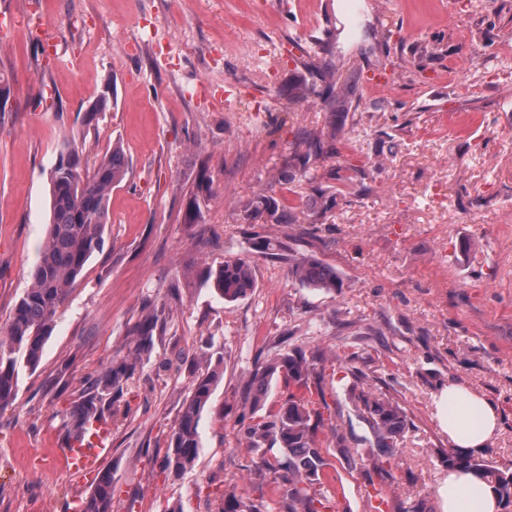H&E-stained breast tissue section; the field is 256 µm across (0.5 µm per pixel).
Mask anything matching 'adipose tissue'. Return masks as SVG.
Returning a JSON list of instances; mask_svg holds the SVG:
<instances>
[{
  "mask_svg": "<svg viewBox=\"0 0 512 512\" xmlns=\"http://www.w3.org/2000/svg\"><path fill=\"white\" fill-rule=\"evenodd\" d=\"M437 422L453 448L468 452L481 447L494 436L501 423L495 406L485 397L452 382L436 400ZM442 512H500L491 489L472 474L448 472L438 487Z\"/></svg>",
  "mask_w": 512,
  "mask_h": 512,
  "instance_id": "adipose-tissue-1",
  "label": "adipose tissue"
}]
</instances>
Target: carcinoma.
Wrapping results in <instances>:
<instances>
[{
	"label": "carcinoma",
	"instance_id": "carcinoma-1",
	"mask_svg": "<svg viewBox=\"0 0 512 512\" xmlns=\"http://www.w3.org/2000/svg\"><path fill=\"white\" fill-rule=\"evenodd\" d=\"M325 82L323 102L330 115L317 133L299 139L282 172L285 184L297 178L314 179L310 172L311 159L325 153V145L333 144L343 134L346 119L336 117V90L347 83L339 68L325 65L318 68ZM59 165L49 180L50 218L45 240L31 273V285L15 304L6 330L0 334V410L13 405L18 392L19 370H35L41 362L45 343L49 339L60 308L71 287L81 277L93 255L104 243L108 223V204L112 186L127 175L129 161L120 144L112 145L104 157L89 170L83 166V152L76 141L67 140L58 151ZM248 219L264 224H293L285 218L284 209L269 195H260L244 205ZM253 247L262 254L275 255L285 245L272 238H262ZM291 274L298 283L316 291L337 292L343 288L339 274L322 263L315 255L302 253L290 257ZM205 282L224 298L235 302L255 288L256 280L251 260L236 257L224 261L206 272ZM159 315L148 316L135 329L137 346L120 364L110 367L105 375L89 382L88 392L69 416V432L73 437L86 433L93 420L102 417L104 396L120 390L132 378L141 354L152 344V326ZM288 378L295 388L278 410L267 418L246 427L243 437L247 447L262 454L263 466L274 474H285L288 489L284 498L288 512H320L329 508L321 474L330 467L323 456L320 433L323 427L321 412L315 408L313 397L326 402V391H335L334 380L326 379L316 369L315 357L301 349L278 354L259 367L247 384L250 408L264 401L269 382L277 375ZM220 379L211 359H206L204 371L191 382L184 398L177 424L170 435L169 451L162 469L179 475L192 468L201 448L199 422L213 390ZM346 399L369 426L382 457L374 458L361 448L347 455L351 465L369 475L387 474L390 463L405 438L407 415L394 399L374 390L370 377L351 371V381L345 388ZM448 469L462 468L483 480L503 507L512 505V467H499L475 454L459 455L449 451L441 456ZM114 485L112 468L105 467L96 474L92 490L82 500L79 512H112ZM260 502H246L236 492L224 495L219 512H262Z\"/></svg>",
	"mask_w": 512,
	"mask_h": 512
}]
</instances>
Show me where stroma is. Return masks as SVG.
Listing matches in <instances>:
<instances>
[{
	"instance_id": "stroma-1",
	"label": "stroma",
	"mask_w": 512,
	"mask_h": 512,
	"mask_svg": "<svg viewBox=\"0 0 512 512\" xmlns=\"http://www.w3.org/2000/svg\"><path fill=\"white\" fill-rule=\"evenodd\" d=\"M310 59L352 76L336 106L345 135L314 164L315 182L285 185L295 143L328 117ZM0 80V330L45 237L61 142L75 139L90 167L118 142L130 164L102 251L0 412V512H75L89 494L93 475L56 453L68 414L156 309L150 355L116 397L114 512H216L230 488L287 512L242 439L243 394L256 363L292 349L317 353L328 375L364 371L405 409L404 446L380 485L387 512H441L450 442L435 398L448 382L499 409L481 453L512 464V0H0ZM299 80L316 93L293 103ZM105 92L110 109L87 120ZM343 166L362 174L343 184ZM260 194L295 223L244 220ZM267 236L285 255L254 250ZM296 253L335 268L342 291L299 285ZM239 256L256 286L227 303L204 271ZM202 353L223 376L197 463L176 476L162 461ZM322 438L336 463L328 498L368 512L363 472Z\"/></svg>"
}]
</instances>
